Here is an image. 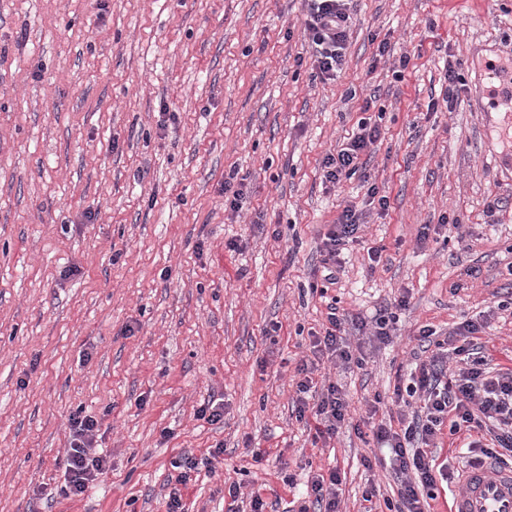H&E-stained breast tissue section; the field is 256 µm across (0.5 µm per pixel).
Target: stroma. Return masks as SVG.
<instances>
[{"label": "stroma", "mask_w": 512, "mask_h": 512, "mask_svg": "<svg viewBox=\"0 0 512 512\" xmlns=\"http://www.w3.org/2000/svg\"><path fill=\"white\" fill-rule=\"evenodd\" d=\"M352 8L344 68L324 81L304 0H0V512H166L186 451L210 464L183 489L185 512H229L233 485L239 512L254 492L291 512L332 468L341 512H385L397 482L365 467L374 443L350 427L314 441L294 411L328 299L367 319L408 298L389 343L363 340L362 367H320L359 416L376 397L391 413L422 326L443 337L487 321L497 360L512 357V313L498 308L512 300V168L497 164L512 120L486 130L471 66L512 52V0ZM364 115L380 129L370 182H326L324 158ZM348 207L359 240L314 292L322 237ZM211 401L220 421L199 415ZM78 412L99 419L110 468L53 498Z\"/></svg>", "instance_id": "obj_1"}]
</instances>
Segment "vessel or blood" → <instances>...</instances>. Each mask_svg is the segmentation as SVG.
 Wrapping results in <instances>:
<instances>
[{
	"label": "vessel or blood",
	"instance_id": "1",
	"mask_svg": "<svg viewBox=\"0 0 512 512\" xmlns=\"http://www.w3.org/2000/svg\"><path fill=\"white\" fill-rule=\"evenodd\" d=\"M486 75L494 86L485 92L484 112H512V70L504 71V58L492 61ZM447 512H512V469L487 462L463 470L451 494Z\"/></svg>",
	"mask_w": 512,
	"mask_h": 512
}]
</instances>
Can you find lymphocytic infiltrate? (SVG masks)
I'll return each mask as SVG.
<instances>
[{"label": "lymphocytic infiltrate", "instance_id": "lymphocytic-infiltrate-1", "mask_svg": "<svg viewBox=\"0 0 512 512\" xmlns=\"http://www.w3.org/2000/svg\"><path fill=\"white\" fill-rule=\"evenodd\" d=\"M305 29L313 48L317 77L335 79L345 62L353 0H305ZM380 137L378 126L360 119L358 131L336 153L323 160L324 178L338 183L352 178L362 167L359 157ZM360 229L355 211L345 209L324 236L321 263L336 274L342 271L344 247L356 242ZM321 332L310 335L311 360L297 367L296 414L298 420L313 419L316 438L330 439L349 421L351 410L345 391L331 383L316 402L307 395L314 388L313 374L321 358L348 367L362 365V358L350 350L345 337L348 316L336 304H328ZM485 323L466 321L445 339L433 337L422 327L418 342L426 359L412 363L405 383L396 384L393 401L406 407L410 416L400 417V429L381 424L371 432L378 447L388 449L391 465L400 480L396 501L387 502L388 512H430L438 497V483L448 480L447 465L437 463L430 450L441 433L462 439L470 463L486 459L499 466L512 465V364L495 362L486 342L480 338ZM99 432L98 421L88 415H73L69 422L64 482L58 496L81 495L88 484L108 468L105 457L93 448ZM337 471L313 477L308 498L297 512H339Z\"/></svg>", "mask_w": 512, "mask_h": 512}]
</instances>
